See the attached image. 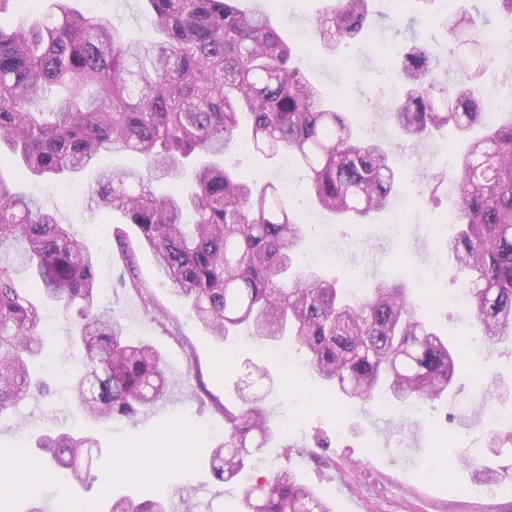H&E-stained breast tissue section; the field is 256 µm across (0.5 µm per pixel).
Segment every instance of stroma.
Masks as SVG:
<instances>
[{"instance_id":"stroma-1","label":"stroma","mask_w":512,"mask_h":512,"mask_svg":"<svg viewBox=\"0 0 512 512\" xmlns=\"http://www.w3.org/2000/svg\"><path fill=\"white\" fill-rule=\"evenodd\" d=\"M325 4L326 0H248L249 7L271 10L282 34L304 45L300 66L310 81L341 90L344 102L362 111L374 136L389 138L388 114L401 92L393 68L396 56L416 39L438 59L441 80H448L449 69L458 64L459 54L449 41L437 0H416L399 18L390 0H372L365 35L345 45L336 58L316 54V17ZM78 6L107 13L133 40L146 44L153 38L152 23L139 0H79ZM462 146L452 129L419 159L409 144L400 145L399 157L412 161L414 167L396 186L388 208L375 213L367 224H343L310 206L302 173L290 159L263 160L243 139L228 159L257 182L287 184L303 221L319 226L318 245L333 260L323 266L302 255L300 267L324 270L343 285L354 274L367 284L406 280L413 301L424 310L434 291L420 282L419 271L440 268L448 289L457 286L456 271L446 253L432 243L434 228L451 220L456 188L450 182L431 193L427 187L447 167L449 153H460ZM0 176L32 193L60 223L72 225L96 260L102 304L116 312L131 336L152 344L165 356L168 378L165 409H146L133 425L88 422L75 410L69 391L71 377L80 366V356L70 345V327L56 311H46V373L53 392L42 400L24 401L17 414L0 417V456L12 457L32 448L31 434L48 427L85 430L102 444L103 454L95 461L100 472H111L119 459L143 472L141 478L113 484L109 488L113 493L141 500L161 498L175 507L188 499L195 505L194 512H240L246 480L219 481L206 450L224 437L223 407H239L244 397L253 396L273 410L280 436L253 463L251 477L290 467L302 483L328 494L336 512H512V447H482L481 457L497 482L479 497L468 493L469 470L431 465L432 456L467 453L470 438L478 434L480 416L512 405L511 341L490 351L484 370L462 362L450 396L408 415L401 427L394 415L381 414L368 403L348 407L329 395L318 379L289 373L247 331H240L226 345L215 341L189 317L184 300L163 284L152 252L140 248L136 273L169 315L165 324L154 322L140 297L121 287L126 269L111 244L116 226H124L134 241L139 231L124 224L121 214L91 207V172L63 182L30 180L7 164L0 167ZM398 222L403 225L400 234L391 235V225ZM341 424L346 430L340 440L336 428ZM183 447L193 448L194 453L181 480L170 470L169 451ZM105 489L99 482L69 484L57 478L0 497V512H31L35 507L42 512H66L76 501L91 503L102 512Z\"/></svg>"}]
</instances>
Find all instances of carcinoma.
Returning a JSON list of instances; mask_svg holds the SVG:
<instances>
[{
	"mask_svg": "<svg viewBox=\"0 0 512 512\" xmlns=\"http://www.w3.org/2000/svg\"><path fill=\"white\" fill-rule=\"evenodd\" d=\"M153 24L148 44L128 39L105 16L75 0H51L39 19L0 27V165L31 178L96 172L90 200L139 231L157 271L219 342L239 327L271 348L285 342L343 402L386 395L428 404L453 385L459 347L418 312L408 284L377 281L361 294L293 260L316 237L278 185L237 174L227 154L240 121L254 150L287 153L307 171L314 204L338 220L364 224L385 209L400 177L394 144L363 133L360 116L340 112L336 95L296 65L297 48L270 15L240 0H140ZM370 0H332L317 17L320 47L336 53L364 33ZM456 46L475 53L455 85L436 77L427 46L413 44L396 65L402 94L391 108L397 142H428L454 127L464 138L455 181L456 233L438 240L465 285L482 336L512 338V109L484 112L483 77L492 63L485 30L453 16ZM53 97V106L34 104ZM481 126L484 133L471 135ZM138 293L154 319L165 317L135 272V248L113 229ZM21 276L31 281L19 287ZM70 323L82 366L71 386L82 414L130 424L167 394L165 360L126 334L101 304L95 260L56 216L0 179V415L48 389L36 372L46 333L40 303ZM224 443L211 449L215 476L231 481L279 434L261 399L224 409ZM56 470L95 482L84 459L101 450L91 436L50 430L35 439ZM473 479L493 473L480 457H458ZM108 512H168L158 500L114 501ZM242 512H334L328 497L283 468L249 486Z\"/></svg>",
	"mask_w": 512,
	"mask_h": 512,
	"instance_id": "carcinoma-1",
	"label": "carcinoma"
}]
</instances>
